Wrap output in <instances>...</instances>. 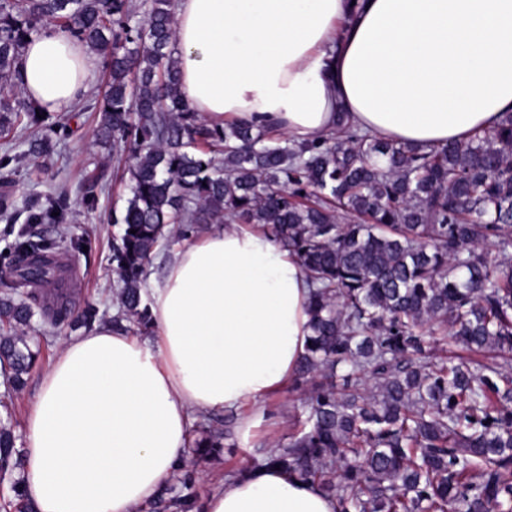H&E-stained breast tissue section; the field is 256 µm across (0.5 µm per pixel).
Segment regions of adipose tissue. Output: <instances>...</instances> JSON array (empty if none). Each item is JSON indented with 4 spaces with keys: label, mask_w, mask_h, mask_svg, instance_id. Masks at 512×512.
Returning a JSON list of instances; mask_svg holds the SVG:
<instances>
[{
    "label": "adipose tissue",
    "mask_w": 512,
    "mask_h": 512,
    "mask_svg": "<svg viewBox=\"0 0 512 512\" xmlns=\"http://www.w3.org/2000/svg\"><path fill=\"white\" fill-rule=\"evenodd\" d=\"M181 92L203 117L301 143L348 112L385 140L461 142L512 113V0H177ZM27 98L67 112L93 59L48 28L21 56ZM144 293L153 332L111 324L65 341L24 428L35 512H143L188 453L191 420L232 411L249 439L294 380L312 286L297 257L247 224L174 251ZM202 512H339L266 462L219 482Z\"/></svg>",
    "instance_id": "1"
}]
</instances>
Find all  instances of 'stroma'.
<instances>
[{"label": "stroma", "instance_id": "1", "mask_svg": "<svg viewBox=\"0 0 512 512\" xmlns=\"http://www.w3.org/2000/svg\"><path fill=\"white\" fill-rule=\"evenodd\" d=\"M99 114L76 106L68 112L50 115V125L42 129V136H51L50 127L66 125L69 134L53 139L54 152L47 157L28 155V142L24 134H16L8 141L0 139V157L10 156L5 172L13 181L12 194L16 209H24L29 199L44 196L50 186L66 180L69 189L70 220L67 224L25 225L23 220L10 221L0 215V254L8 250L20 229L48 236L57 244V253L68 264V275L74 286L76 302H90L100 310L111 311L116 277L112 272V240L120 232L112 222L113 210L123 208L128 188L112 157L110 148L99 143L94 130ZM104 173L105 182L96 193L94 207H86L84 197L88 179L92 174ZM84 238L86 252L71 249L70 240ZM75 331L62 324L51 329L48 337L39 341L37 362L27 377L24 388L14 394L10 408L0 407V420L10 419L15 431H22L26 415L34 401L39 380L49 368L62 342L74 337ZM309 384L288 387L281 396L265 406L266 416L254 429L249 440H242L235 431V416L215 413L205 424L209 430L224 433L223 446L216 458L199 465L195 492L206 499L216 488L226 470L243 463H258L272 448L287 442L298 429L302 403L308 395Z\"/></svg>", "mask_w": 512, "mask_h": 512}]
</instances>
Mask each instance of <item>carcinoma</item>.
I'll use <instances>...</instances> for the list:
<instances>
[{"label": "carcinoma", "mask_w": 512, "mask_h": 512, "mask_svg": "<svg viewBox=\"0 0 512 512\" xmlns=\"http://www.w3.org/2000/svg\"><path fill=\"white\" fill-rule=\"evenodd\" d=\"M3 0L0 86L20 88L21 53L52 25L96 51L108 74L96 136L127 153L130 197L112 223L115 324L151 326L142 286L154 255L201 224H259L315 286L299 375L310 378L299 433L266 461L330 491L340 512H512V372L430 355L425 336L452 331L469 351L512 361V113L491 130L437 148L370 136L345 112L319 141L220 126L179 90L172 0ZM24 95L0 97V136L45 119ZM49 139L29 140L48 156ZM65 193L26 207L28 224H64ZM136 233H130V230ZM493 243L496 256L485 250ZM54 241L20 231L0 291L4 397L25 384L42 325L100 318L75 311ZM348 368L336 383V366ZM221 447L193 441L170 500L196 508L194 466ZM21 467L0 423V479Z\"/></svg>", "instance_id": "1"}]
</instances>
